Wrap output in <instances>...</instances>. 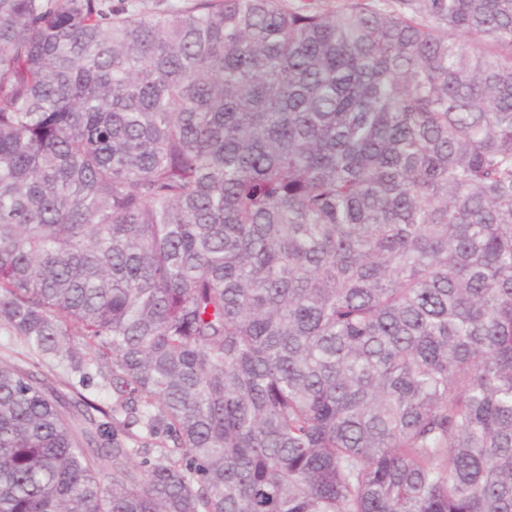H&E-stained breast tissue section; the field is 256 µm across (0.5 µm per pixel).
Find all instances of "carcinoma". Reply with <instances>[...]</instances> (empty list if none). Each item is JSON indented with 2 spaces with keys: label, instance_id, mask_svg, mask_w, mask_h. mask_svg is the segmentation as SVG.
<instances>
[{
  "label": "carcinoma",
  "instance_id": "carcinoma-1",
  "mask_svg": "<svg viewBox=\"0 0 512 512\" xmlns=\"http://www.w3.org/2000/svg\"><path fill=\"white\" fill-rule=\"evenodd\" d=\"M0 332V512H512V0H0ZM27 355L28 350L19 341L14 338H9L8 336L0 335V358L11 356L13 360L25 369L37 374L38 372L47 373L49 370H52V367H47L45 364H42L39 369H35L30 364H26L24 361H29L26 357Z\"/></svg>",
  "mask_w": 512,
  "mask_h": 512
}]
</instances>
